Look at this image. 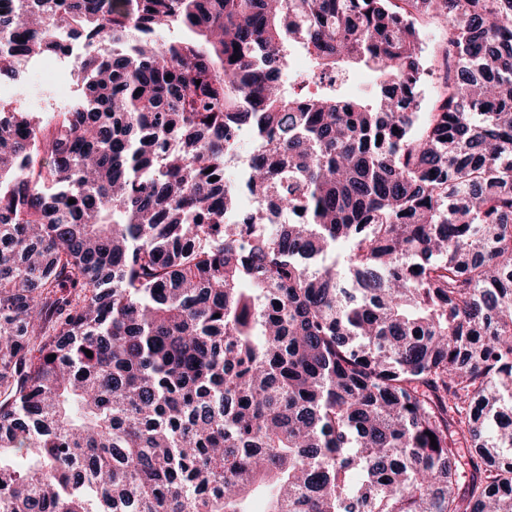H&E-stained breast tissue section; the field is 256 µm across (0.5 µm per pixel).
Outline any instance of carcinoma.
Here are the masks:
<instances>
[{
  "instance_id": "obj_1",
  "label": "carcinoma",
  "mask_w": 512,
  "mask_h": 512,
  "mask_svg": "<svg viewBox=\"0 0 512 512\" xmlns=\"http://www.w3.org/2000/svg\"><path fill=\"white\" fill-rule=\"evenodd\" d=\"M78 39L0 120V512H512V0H0V77ZM422 40L425 55L431 65L433 75L428 78L424 87L423 112H426L432 99L443 89L441 80V68L438 66L440 52L445 43L442 27L433 20H425L421 24ZM49 59L51 62L55 63L59 69L66 72L67 87L64 91H59L56 89L49 77H46L42 80H37L36 77L33 76L32 80H27V86L21 81L19 74V76L17 75L13 80L8 78L2 79L0 87L4 89H0V102L3 100L11 101L18 95L17 90L8 88H28L35 83H39L40 90L37 91L35 95H32L31 90L29 89V92L26 96L16 98L13 101V107H17V109L23 112L43 113L47 112V107L49 106H43V101H53V104L57 103V105L62 107H65L68 104L70 106L74 104L81 94V84L78 81L77 76L74 74L73 67L67 63L66 59H62L58 56L53 55ZM49 59L42 58L35 61L33 68L38 67L40 64L44 63L45 60ZM376 91L375 77L372 73L365 70H357L351 77L347 92L351 95L370 97Z\"/></svg>"
}]
</instances>
